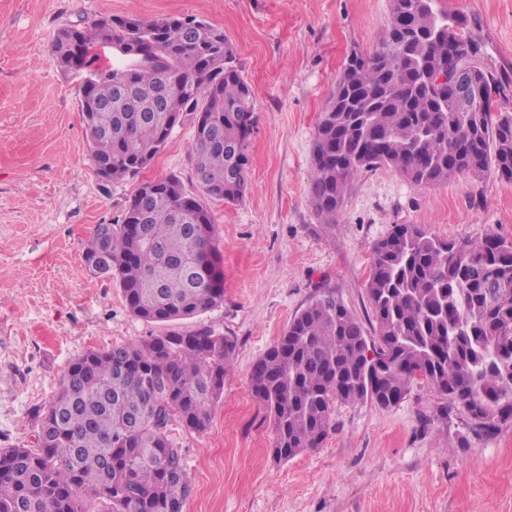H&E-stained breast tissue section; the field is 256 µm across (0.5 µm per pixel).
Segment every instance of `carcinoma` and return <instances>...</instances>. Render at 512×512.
<instances>
[{
	"instance_id": "1",
	"label": "carcinoma",
	"mask_w": 512,
	"mask_h": 512,
	"mask_svg": "<svg viewBox=\"0 0 512 512\" xmlns=\"http://www.w3.org/2000/svg\"><path fill=\"white\" fill-rule=\"evenodd\" d=\"M116 52L110 69L89 50ZM61 69L84 71L80 110L90 158L113 182L137 176L195 114L198 194L171 175L141 185L119 224L98 225L84 262L121 289L129 311L159 324L224 302V266L205 200L236 202L247 180L250 86L224 33L190 16H110L64 29ZM484 70L486 89L512 97V76L483 62L470 21L434 0H392L371 53L353 51L317 125L309 199L336 223L351 181L390 167L417 187L492 171L512 182V113L480 118L465 98L448 111L436 71ZM370 327L322 290L252 365L251 392L272 421L280 461L319 448L337 404L400 403L422 380L445 395L438 418L460 410L495 435L512 422V241L440 238L397 224L372 248L365 284ZM234 340L213 327L168 330L74 359L49 404L34 414V448H0V512H182L190 482L166 434L175 418L201 432L222 397ZM376 360L367 364L366 352Z\"/></svg>"
}]
</instances>
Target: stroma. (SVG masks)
<instances>
[{"label": "stroma", "mask_w": 512, "mask_h": 512, "mask_svg": "<svg viewBox=\"0 0 512 512\" xmlns=\"http://www.w3.org/2000/svg\"><path fill=\"white\" fill-rule=\"evenodd\" d=\"M466 14L483 57L512 74V0H435ZM201 18L233 45L251 87L247 188L208 201L224 261V303L173 322L233 337L236 356L205 432L172 420L192 491L183 512H512V423L493 437L413 383L398 405L340 404L322 447L279 462L250 371L315 292L335 290L360 318L373 244L396 224L440 237L486 231L512 241V183L495 173L417 187L381 167L349 186L324 228L309 202L319 118L352 51L375 50L391 0H0V448L35 445L33 416L72 360L168 326L132 316L120 288L90 279L97 225L120 223L140 184L177 175L196 193L192 121L139 178L113 183L89 157L81 75L59 68L61 29L104 16Z\"/></svg>", "instance_id": "1"}]
</instances>
